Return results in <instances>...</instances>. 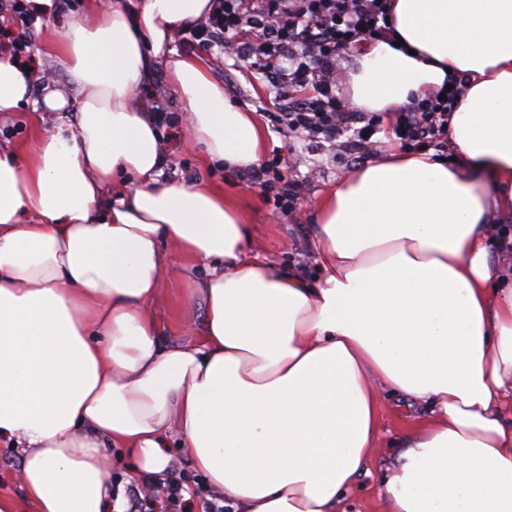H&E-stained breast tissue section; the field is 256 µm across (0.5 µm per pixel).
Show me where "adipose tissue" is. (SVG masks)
I'll return each instance as SVG.
<instances>
[{"label":"adipose tissue","mask_w":512,"mask_h":512,"mask_svg":"<svg viewBox=\"0 0 512 512\" xmlns=\"http://www.w3.org/2000/svg\"><path fill=\"white\" fill-rule=\"evenodd\" d=\"M210 0H87L43 48L67 87L31 100L0 60V112H79L29 150L0 149V444L38 512H112L110 451L133 475L178 446L224 512H344L376 447L383 393L427 414L390 447L391 512H512V0H390L351 103L392 112L460 79L456 165L388 150L316 205L317 283L247 258L222 192L162 181L168 150L139 97L164 67L203 163L258 165L263 131L175 32ZM205 268L195 340L149 310L165 249Z\"/></svg>","instance_id":"1"}]
</instances>
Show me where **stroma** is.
<instances>
[{
  "label": "stroma",
  "instance_id": "35a3bbf8",
  "mask_svg": "<svg viewBox=\"0 0 512 512\" xmlns=\"http://www.w3.org/2000/svg\"><path fill=\"white\" fill-rule=\"evenodd\" d=\"M84 0H69V6L58 17L37 29L31 44L32 65L39 72L50 74L54 86L68 82L64 68L40 52L47 32L65 33L74 13L82 11ZM213 65L212 75L224 86L225 96L253 112L265 133V158L280 155L288 165L290 177L309 185V196L302 202L293 221L282 223L273 218L258 187L241 173L225 172L217 165H202L199 152L189 147L187 129L179 133L164 130L168 139V160L165 175L188 183H201L223 191L242 215L248 226L249 250L272 263L300 272L310 282H317L320 270L314 260L311 242L315 233V209L320 196L347 172L378 159L393 143L385 133L373 136L370 142L355 143L352 133L337 137L335 142L315 143L289 138L272 119L279 107L288 106L290 96L275 94L267 82L261 81L249 63L224 58L219 49L207 52ZM203 275L204 267L192 256L170 251L160 292L151 304L152 314L174 339H193L205 318L201 298L187 294L186 271ZM415 408L396 395H386L380 404L378 449L368 459L357 485L348 493L347 512H389L380 497L377 482L389 464L386 450L413 423Z\"/></svg>",
  "mask_w": 512,
  "mask_h": 512
}]
</instances>
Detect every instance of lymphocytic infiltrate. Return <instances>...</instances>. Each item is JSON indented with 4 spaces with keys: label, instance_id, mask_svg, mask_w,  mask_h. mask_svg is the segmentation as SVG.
Here are the masks:
<instances>
[{
    "label": "lymphocytic infiltrate",
    "instance_id": "lymphocytic-infiltrate-1",
    "mask_svg": "<svg viewBox=\"0 0 512 512\" xmlns=\"http://www.w3.org/2000/svg\"><path fill=\"white\" fill-rule=\"evenodd\" d=\"M388 0H212L208 15L176 33L188 47L219 48L233 59L256 60L273 85L296 94L278 115L289 136L335 140L355 121L367 135L385 132L403 149L448 146V115L457 107L461 84L432 92L405 109L387 114L340 111L336 102V59L363 43L380 41L392 28ZM46 11L35 0H0V52L10 59L24 53ZM274 215L292 219L306 196L305 182L290 178L280 157L246 171ZM184 484L172 479L146 490H128L125 512H224L220 497L196 508L184 497Z\"/></svg>",
    "mask_w": 512,
    "mask_h": 512
}]
</instances>
